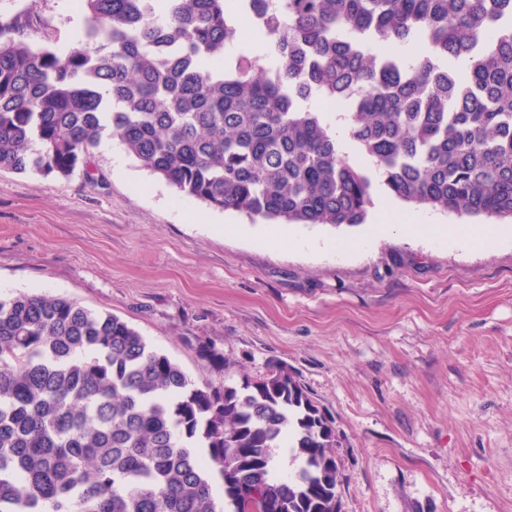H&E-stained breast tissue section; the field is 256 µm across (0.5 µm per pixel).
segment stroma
<instances>
[{
    "instance_id": "35a3bbf8",
    "label": "stroma",
    "mask_w": 512,
    "mask_h": 512,
    "mask_svg": "<svg viewBox=\"0 0 512 512\" xmlns=\"http://www.w3.org/2000/svg\"><path fill=\"white\" fill-rule=\"evenodd\" d=\"M0 16L41 19L26 38L62 55L85 24L76 0H0ZM373 204L418 230L254 222L102 143L66 179L0 172V298L118 316L200 388L287 366L336 428L340 512H512V219L382 187ZM457 224L499 237L472 248L431 233Z\"/></svg>"
}]
</instances>
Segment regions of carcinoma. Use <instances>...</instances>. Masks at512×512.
Returning <instances> with one entry per match:
<instances>
[{"instance_id": "cac0c4a2", "label": "carcinoma", "mask_w": 512, "mask_h": 512, "mask_svg": "<svg viewBox=\"0 0 512 512\" xmlns=\"http://www.w3.org/2000/svg\"><path fill=\"white\" fill-rule=\"evenodd\" d=\"M225 2L78 0L84 46L65 56L0 17V171L68 178L110 135L178 193L252 219L358 226L376 180L512 218V0H236L263 55ZM315 96L345 107L369 169ZM337 444L284 366L203 389L116 316L0 298V512H248L252 488L267 512H340Z\"/></svg>"}]
</instances>
